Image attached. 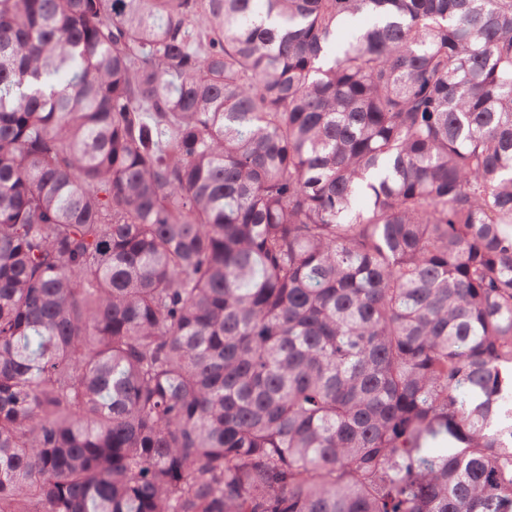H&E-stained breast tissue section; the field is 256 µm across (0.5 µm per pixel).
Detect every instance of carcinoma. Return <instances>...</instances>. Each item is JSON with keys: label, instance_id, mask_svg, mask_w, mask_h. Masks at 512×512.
<instances>
[{"label": "carcinoma", "instance_id": "cac0c4a2", "mask_svg": "<svg viewBox=\"0 0 512 512\" xmlns=\"http://www.w3.org/2000/svg\"><path fill=\"white\" fill-rule=\"evenodd\" d=\"M0 512H512V0H0Z\"/></svg>", "mask_w": 512, "mask_h": 512}]
</instances>
